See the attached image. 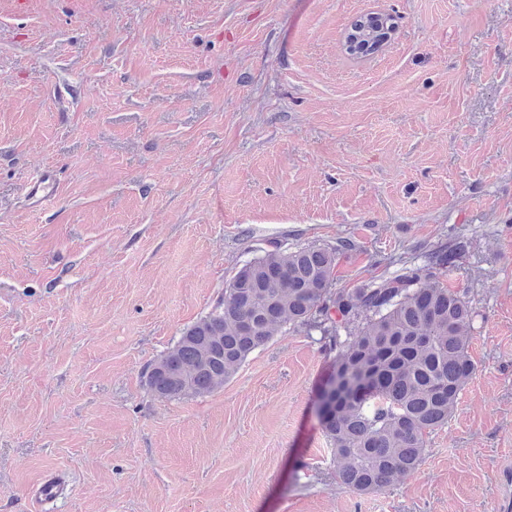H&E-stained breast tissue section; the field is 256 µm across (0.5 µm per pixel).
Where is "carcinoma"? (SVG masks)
<instances>
[{
  "mask_svg": "<svg viewBox=\"0 0 512 512\" xmlns=\"http://www.w3.org/2000/svg\"><path fill=\"white\" fill-rule=\"evenodd\" d=\"M354 249L351 241L268 243L147 367L150 389L165 400L212 394L284 327L301 329L334 354L320 420L336 479L366 493L412 474L475 371V311L432 274L453 265L465 244L437 246L420 264L338 288L336 267Z\"/></svg>",
  "mask_w": 512,
  "mask_h": 512,
  "instance_id": "1",
  "label": "carcinoma"
}]
</instances>
